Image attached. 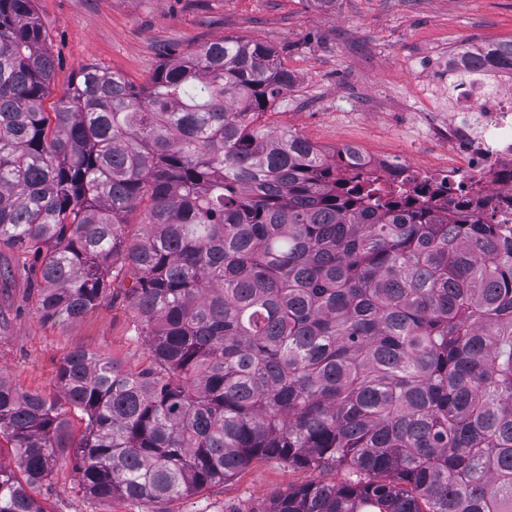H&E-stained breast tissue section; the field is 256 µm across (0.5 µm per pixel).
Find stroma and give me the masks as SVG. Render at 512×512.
I'll return each mask as SVG.
<instances>
[{
  "label": "stroma",
  "instance_id": "1",
  "mask_svg": "<svg viewBox=\"0 0 512 512\" xmlns=\"http://www.w3.org/2000/svg\"><path fill=\"white\" fill-rule=\"evenodd\" d=\"M55 59L52 99L88 64L149 83L166 57H181L223 36L277 48L292 87L264 116L327 150L348 143L400 154L433 169L446 151L418 125L433 104L414 84V68L434 51L512 38V0H35ZM23 256L0 248V374L22 391L58 393L57 371L76 349H90L124 371L151 357L136 336L137 314L123 291L75 320L46 321L23 273ZM341 470L317 473L255 459L233 478L166 502L88 499L72 459L61 458L49 481L30 493L46 512H265L270 500L314 480L344 481Z\"/></svg>",
  "mask_w": 512,
  "mask_h": 512
}]
</instances>
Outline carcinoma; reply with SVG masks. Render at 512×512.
<instances>
[{"label":"carcinoma","mask_w":512,"mask_h":512,"mask_svg":"<svg viewBox=\"0 0 512 512\" xmlns=\"http://www.w3.org/2000/svg\"><path fill=\"white\" fill-rule=\"evenodd\" d=\"M460 49L512 68V39ZM54 76L33 0H0V246L34 256L48 320L131 271L153 363L74 350L50 399L0 375V512H47L27 488L66 454L93 500L264 457L349 474L266 512H512V234L267 126L292 77L265 42L215 39L143 87L91 64L47 112Z\"/></svg>","instance_id":"1"}]
</instances>
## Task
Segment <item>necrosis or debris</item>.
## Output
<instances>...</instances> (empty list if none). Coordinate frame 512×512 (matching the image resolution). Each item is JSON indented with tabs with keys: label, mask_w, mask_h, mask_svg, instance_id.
<instances>
[{
	"label": "necrosis or debris",
	"mask_w": 512,
	"mask_h": 512,
	"mask_svg": "<svg viewBox=\"0 0 512 512\" xmlns=\"http://www.w3.org/2000/svg\"><path fill=\"white\" fill-rule=\"evenodd\" d=\"M467 56L460 50L437 52L430 72L415 73L429 82L438 111L427 134L448 153L446 167L420 170L402 159L349 145L339 160L346 171L378 176L385 183L429 180L447 187L430 204L439 212L492 221L512 229V72L494 67L474 83L449 85L448 74L462 70Z\"/></svg>",
	"instance_id": "necrosis-or-debris-1"
}]
</instances>
